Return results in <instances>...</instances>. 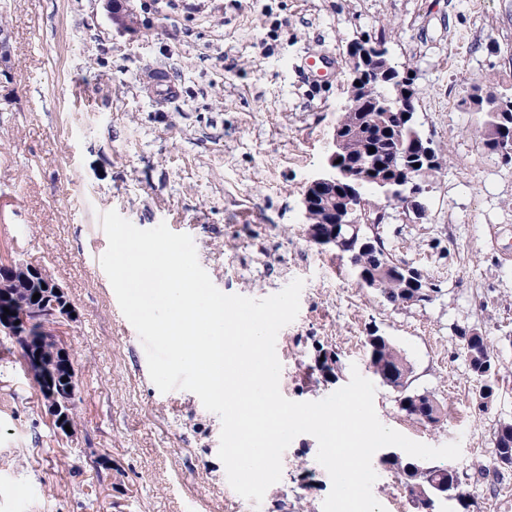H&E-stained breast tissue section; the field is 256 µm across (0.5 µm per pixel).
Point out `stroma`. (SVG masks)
<instances>
[{
    "label": "stroma",
    "instance_id": "35a3bbf8",
    "mask_svg": "<svg viewBox=\"0 0 512 512\" xmlns=\"http://www.w3.org/2000/svg\"><path fill=\"white\" fill-rule=\"evenodd\" d=\"M121 33L104 0H7L0 34V257L46 267L75 318L65 337L79 386L77 432L55 435L19 355L0 358V512H238L246 499L218 457L221 419L193 392H161L141 339L99 259L100 213L166 224L192 237L225 294L262 299L302 279L300 311L276 341L279 387L317 401L369 376L365 341L387 336L413 386L447 419L425 428L376 384L380 422L452 463L470 512H512V469L485 482L500 421H512V162L477 131L468 99L512 93V0H132ZM385 36L415 75L416 118L446 159L429 176L423 218L388 208L393 257L441 288L393 306L363 287L347 257L308 237L301 200L321 170L347 96V49ZM165 72L167 99L148 77ZM475 329L498 356L499 386L476 410L478 383L456 332ZM335 361L337 374L321 369ZM318 444L297 436L260 512H323L331 490ZM386 512H419L374 464Z\"/></svg>",
    "mask_w": 512,
    "mask_h": 512
}]
</instances>
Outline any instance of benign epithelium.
<instances>
[{
	"mask_svg": "<svg viewBox=\"0 0 512 512\" xmlns=\"http://www.w3.org/2000/svg\"><path fill=\"white\" fill-rule=\"evenodd\" d=\"M112 23L122 31H132L137 18L126 0H105ZM349 74L365 89L382 86L389 68L391 54L377 40L358 39L348 47ZM414 112L415 88H407L391 98L382 92L371 97L347 98L341 107L343 112ZM349 135L340 127L332 133V149L324 170L308 184L302 199L304 213L316 205L325 208L330 215L329 223L308 226L312 240L326 247H336L339 228L351 223L347 215L355 210L358 189L364 181H375L384 193L408 213L421 218L419 197L422 187L417 182L407 184L403 152L382 167H373L349 156L345 145ZM41 281L45 287L37 290L40 298L21 293L15 284L19 281ZM71 304L65 291L53 282L43 279L41 267L23 261L0 263V334L12 338L24 357V364L34 380L41 404L58 436L70 437L65 426H74L72 414L77 395L72 355L64 336V326L72 321ZM10 314H5V310ZM70 377L61 378L62 372Z\"/></svg>",
	"mask_w": 512,
	"mask_h": 512,
	"instance_id": "benign-epithelium-1",
	"label": "benign epithelium"
}]
</instances>
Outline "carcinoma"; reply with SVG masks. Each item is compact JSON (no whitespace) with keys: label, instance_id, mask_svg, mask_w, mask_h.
<instances>
[{"label":"carcinoma","instance_id":"cac0c4a2","mask_svg":"<svg viewBox=\"0 0 512 512\" xmlns=\"http://www.w3.org/2000/svg\"><path fill=\"white\" fill-rule=\"evenodd\" d=\"M500 127L512 131V111L497 117L489 116L480 126L484 144L493 153L497 149L492 136L498 133ZM411 130L419 140H427L414 121H402L400 113L374 112L371 127L365 129L363 134H354L347 141L346 149L367 163H385L397 143L407 145ZM371 147L375 148V152H369ZM358 193L364 200L361 209L364 219L344 227L340 251L353 257L351 265L356 272L376 280V291L389 303L400 306L431 302L440 293L438 285L422 274L417 278L409 277L394 266L395 259L380 234V225L387 219L386 208L393 205V201L378 198L379 190L371 182L362 184ZM481 354L482 358L469 361L476 378L481 377L484 363L494 364L486 339L481 342ZM366 356L372 374L398 393L399 408L408 418L420 425L425 416L433 426H439L445 417L444 406L432 393L411 388L412 366L389 338L370 334L366 342ZM386 464L401 478L412 501L432 503L447 492L455 493L456 512H469L470 494L452 467L428 465L402 455L387 460ZM503 467H512V432L506 434L498 429L495 432V455L488 465L479 468V472L484 477H496Z\"/></svg>","mask_w":512,"mask_h":512}]
</instances>
